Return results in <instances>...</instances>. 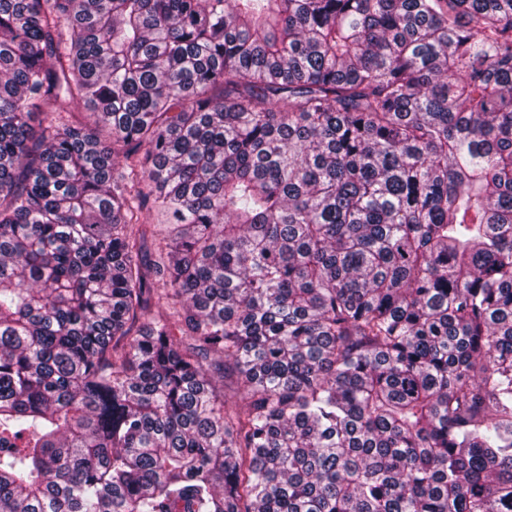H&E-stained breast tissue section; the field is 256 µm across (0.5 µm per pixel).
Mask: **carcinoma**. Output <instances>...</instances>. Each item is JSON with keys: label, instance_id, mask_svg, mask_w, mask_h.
<instances>
[{"label": "carcinoma", "instance_id": "carcinoma-1", "mask_svg": "<svg viewBox=\"0 0 512 512\" xmlns=\"http://www.w3.org/2000/svg\"><path fill=\"white\" fill-rule=\"evenodd\" d=\"M0 512H512V0H0Z\"/></svg>", "mask_w": 512, "mask_h": 512}]
</instances>
